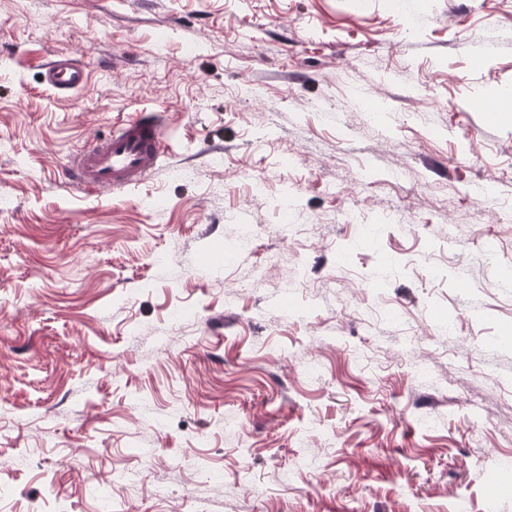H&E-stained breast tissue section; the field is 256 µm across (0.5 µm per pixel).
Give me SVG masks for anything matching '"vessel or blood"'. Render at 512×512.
<instances>
[{
    "label": "vessel or blood",
    "mask_w": 512,
    "mask_h": 512,
    "mask_svg": "<svg viewBox=\"0 0 512 512\" xmlns=\"http://www.w3.org/2000/svg\"><path fill=\"white\" fill-rule=\"evenodd\" d=\"M91 78L89 67L72 53L52 56L40 71L42 88L60 98L86 89ZM164 152L163 119L138 112L95 144L72 153L66 179L70 187L89 192L134 188L159 169Z\"/></svg>",
    "instance_id": "obj_1"
}]
</instances>
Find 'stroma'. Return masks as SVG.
<instances>
[{"label": "stroma", "mask_w": 512, "mask_h": 512, "mask_svg": "<svg viewBox=\"0 0 512 512\" xmlns=\"http://www.w3.org/2000/svg\"><path fill=\"white\" fill-rule=\"evenodd\" d=\"M61 52L93 71L67 100ZM490 95L512 0H0V512H512ZM142 109L159 171L66 187ZM92 72L73 53L56 54L41 65L40 84L57 97L87 88Z\"/></svg>", "instance_id": "1"}]
</instances>
